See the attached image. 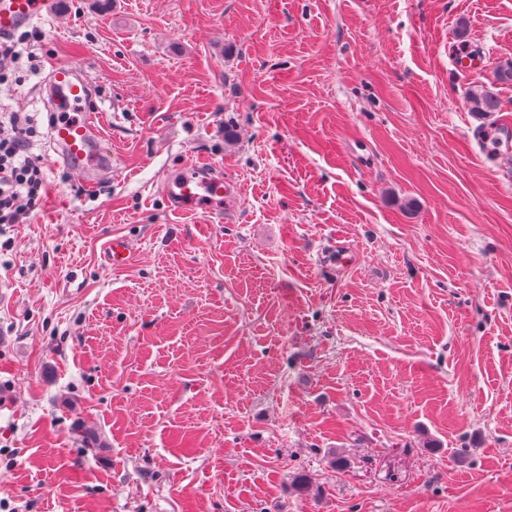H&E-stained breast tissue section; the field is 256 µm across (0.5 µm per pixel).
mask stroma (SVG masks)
Returning a JSON list of instances; mask_svg holds the SVG:
<instances>
[{"label": "stroma", "instance_id": "1", "mask_svg": "<svg viewBox=\"0 0 512 512\" xmlns=\"http://www.w3.org/2000/svg\"><path fill=\"white\" fill-rule=\"evenodd\" d=\"M59 8L0 80L47 182L0 227V501L512 512V178L465 102L512 119V0ZM63 60L95 82L94 187L49 148ZM198 162L222 211L162 191Z\"/></svg>", "mask_w": 512, "mask_h": 512}]
</instances>
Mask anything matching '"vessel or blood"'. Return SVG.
I'll use <instances>...</instances> for the list:
<instances>
[{"mask_svg": "<svg viewBox=\"0 0 512 512\" xmlns=\"http://www.w3.org/2000/svg\"><path fill=\"white\" fill-rule=\"evenodd\" d=\"M55 11L56 0H0V41ZM92 84L88 72L74 61L56 63L48 84L50 148L88 187L112 171V155L103 148L102 133L93 118L97 105L91 96ZM475 134L484 151L505 161L512 159V126L483 119ZM164 192L176 206L213 212L222 207L224 180L206 168L190 165L178 182L165 183Z\"/></svg>", "mask_w": 512, "mask_h": 512, "instance_id": "vessel-or-blood-1", "label": "vessel or blood"}]
</instances>
